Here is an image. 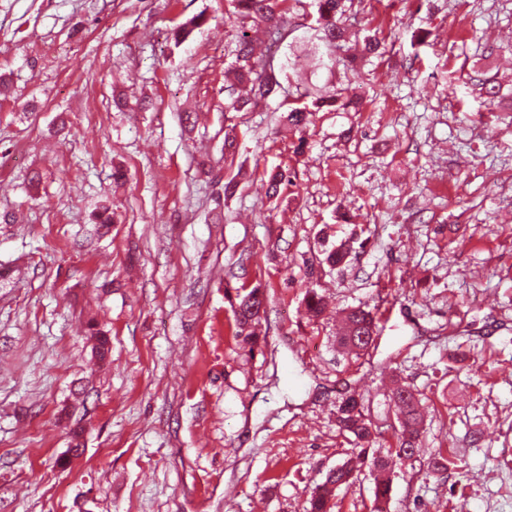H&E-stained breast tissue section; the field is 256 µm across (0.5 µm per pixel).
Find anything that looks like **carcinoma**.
<instances>
[{"instance_id": "carcinoma-1", "label": "carcinoma", "mask_w": 512, "mask_h": 512, "mask_svg": "<svg viewBox=\"0 0 512 512\" xmlns=\"http://www.w3.org/2000/svg\"><path fill=\"white\" fill-rule=\"evenodd\" d=\"M231 15L239 23L234 50L235 60L224 71V82L228 98L224 103L226 112H251L267 100L285 91L278 78L284 65L278 63L272 47L281 45L290 36L288 15L302 12L308 20L305 32L299 38L306 57L310 58L317 70L332 74L335 71L337 54H345V60L356 61L357 56L349 46V29L343 24L347 4L353 0H229ZM262 31L266 37L265 52L256 55L253 33ZM312 99L316 110L327 112H359L361 102L344 98V90L328 80L323 85H305L297 99ZM284 124L295 131H303L311 122L313 113L307 106H292L282 115ZM266 297L259 287L239 288L236 291L234 314L235 336L239 345L252 348L260 336V323L265 314ZM323 299L314 290L306 292L305 310L311 319L319 318L324 312ZM377 332V318L370 310L353 308L347 311L345 327L336 337V344L350 351L366 349ZM95 344L93 352L101 360L107 358L110 341L107 333L92 331ZM392 399L395 416L400 427L398 445L386 456L370 458V468L376 473L375 499L372 512H384L390 491L389 472L395 460H414L422 444V414L420 403L410 387L399 383ZM339 429L354 436L359 448L356 457L347 459L336 469L329 471L325 480L312 491L309 512H332L337 490L354 482L360 460L369 454V445L375 436L381 434V426L374 424L364 412V404L354 395L342 399L336 411Z\"/></svg>"}]
</instances>
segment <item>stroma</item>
<instances>
[{
	"mask_svg": "<svg viewBox=\"0 0 512 512\" xmlns=\"http://www.w3.org/2000/svg\"><path fill=\"white\" fill-rule=\"evenodd\" d=\"M228 9L0 0V512H307L355 446L342 398L383 423L373 451L396 447L397 381L424 438L386 512H512V0H354L347 25L385 51L335 70L361 111L300 138L282 97L225 112ZM276 169L292 183L272 199ZM256 285L249 351L230 299ZM351 306L380 317L357 356L336 344Z\"/></svg>",
	"mask_w": 512,
	"mask_h": 512,
	"instance_id": "1",
	"label": "stroma"
}]
</instances>
